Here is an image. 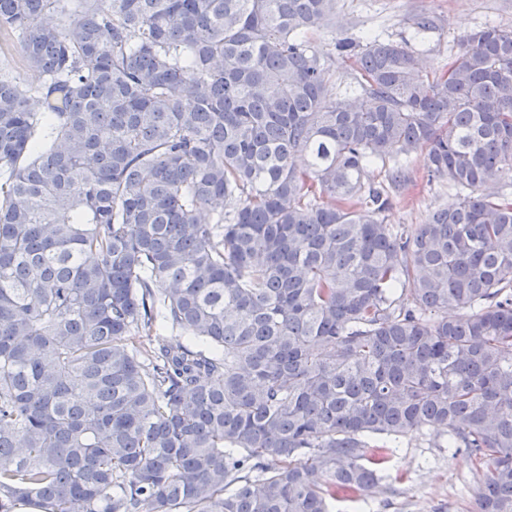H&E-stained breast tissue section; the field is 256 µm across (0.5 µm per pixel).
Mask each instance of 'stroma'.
I'll use <instances>...</instances> for the list:
<instances>
[{
	"mask_svg": "<svg viewBox=\"0 0 512 512\" xmlns=\"http://www.w3.org/2000/svg\"><path fill=\"white\" fill-rule=\"evenodd\" d=\"M427 16L437 20L439 31L413 41L416 20ZM488 21L512 28V0H336L332 22L311 35L324 52L325 99H341L353 84V58L337 52L338 41H352L360 49L373 39L407 42L427 71L440 72L458 38ZM406 175L386 213L387 223L423 224L439 205L451 202L447 183L427 177L426 151L408 156ZM476 478L477 465L469 454L445 449L441 431L427 429L403 439L362 512H476L470 492Z\"/></svg>",
	"mask_w": 512,
	"mask_h": 512,
	"instance_id": "stroma-1",
	"label": "stroma"
}]
</instances>
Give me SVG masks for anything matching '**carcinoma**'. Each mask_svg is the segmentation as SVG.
Returning a JSON list of instances; mask_svg holds the SVG:
<instances>
[{
  "mask_svg": "<svg viewBox=\"0 0 512 512\" xmlns=\"http://www.w3.org/2000/svg\"><path fill=\"white\" fill-rule=\"evenodd\" d=\"M335 10L0 0V512H334L434 428L512 512V28L327 102ZM419 149L454 198L388 224ZM5 71L13 79L25 86H36L41 78L38 73L29 70L14 45L0 48V72ZM38 78H37V76Z\"/></svg>",
  "mask_w": 512,
  "mask_h": 512,
  "instance_id": "cac0c4a2",
  "label": "carcinoma"
}]
</instances>
